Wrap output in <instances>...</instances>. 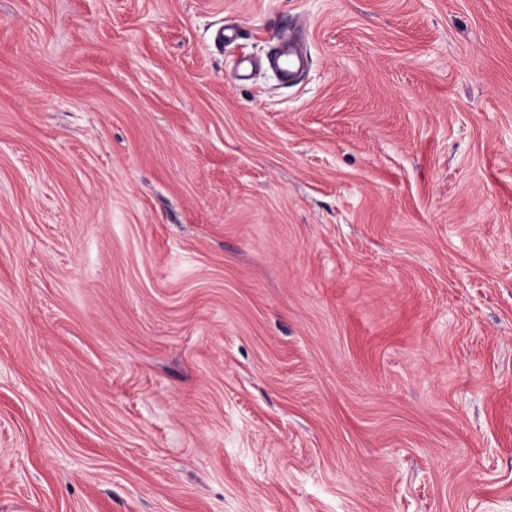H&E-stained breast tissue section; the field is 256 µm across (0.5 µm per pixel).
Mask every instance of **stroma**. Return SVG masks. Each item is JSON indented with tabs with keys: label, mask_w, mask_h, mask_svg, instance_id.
Here are the masks:
<instances>
[{
	"label": "stroma",
	"mask_w": 512,
	"mask_h": 512,
	"mask_svg": "<svg viewBox=\"0 0 512 512\" xmlns=\"http://www.w3.org/2000/svg\"><path fill=\"white\" fill-rule=\"evenodd\" d=\"M0 512H512V0H0ZM280 49L271 59L272 67L280 74L284 82H290L307 62L299 40L295 37H279Z\"/></svg>",
	"instance_id": "1"
}]
</instances>
